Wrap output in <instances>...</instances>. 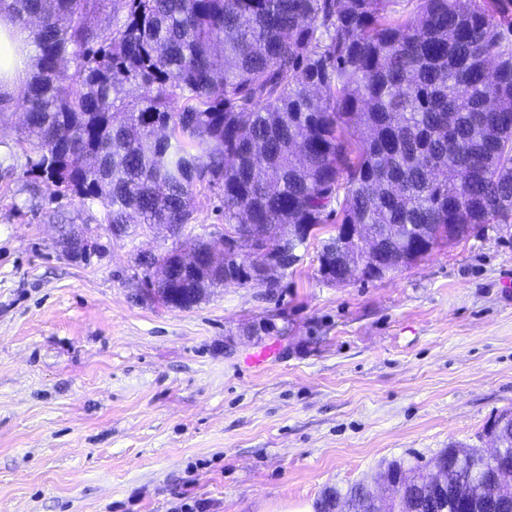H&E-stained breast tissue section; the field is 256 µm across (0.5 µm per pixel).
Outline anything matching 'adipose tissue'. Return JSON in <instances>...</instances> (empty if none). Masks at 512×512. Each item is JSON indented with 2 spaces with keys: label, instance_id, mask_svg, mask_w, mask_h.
I'll list each match as a JSON object with an SVG mask.
<instances>
[{
  "label": "adipose tissue",
  "instance_id": "adipose-tissue-1",
  "mask_svg": "<svg viewBox=\"0 0 512 512\" xmlns=\"http://www.w3.org/2000/svg\"><path fill=\"white\" fill-rule=\"evenodd\" d=\"M30 33L10 13L0 12V91L19 92L25 85Z\"/></svg>",
  "mask_w": 512,
  "mask_h": 512
}]
</instances>
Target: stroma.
I'll return each mask as SVG.
<instances>
[{
    "label": "stroma",
    "mask_w": 512,
    "mask_h": 512,
    "mask_svg": "<svg viewBox=\"0 0 512 512\" xmlns=\"http://www.w3.org/2000/svg\"><path fill=\"white\" fill-rule=\"evenodd\" d=\"M20 114L0 104V512L314 508L391 461L491 448L512 410V224L340 285L314 240L273 287L167 308L139 298L135 255L223 232L220 190H196L180 236L103 231L102 257L72 261L60 225L104 209L24 176Z\"/></svg>",
    "instance_id": "obj_1"
}]
</instances>
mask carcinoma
<instances>
[{
    "label": "carcinoma",
    "instance_id": "1",
    "mask_svg": "<svg viewBox=\"0 0 512 512\" xmlns=\"http://www.w3.org/2000/svg\"><path fill=\"white\" fill-rule=\"evenodd\" d=\"M109 9L108 22L96 14ZM34 19L35 76L18 96V144L37 149L24 175L59 196L104 207L126 228L193 219V191L222 192L224 224L277 244L323 224H367L394 271L465 237L450 224L512 223V0H0ZM180 99L178 112L170 110ZM187 280L173 248L141 254L143 296L191 309L251 277L246 241L198 243ZM318 272L343 280L372 259L336 234ZM498 458L450 444L424 465L394 460L403 493L389 512H512L501 488L512 463V411L493 421ZM374 490L330 489L319 512H368Z\"/></svg>",
    "mask_w": 512,
    "mask_h": 512
}]
</instances>
